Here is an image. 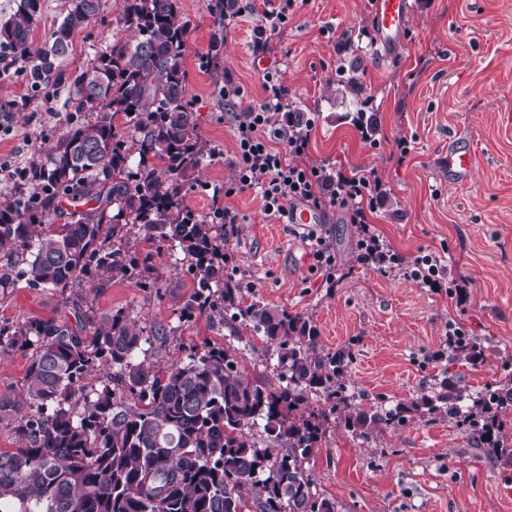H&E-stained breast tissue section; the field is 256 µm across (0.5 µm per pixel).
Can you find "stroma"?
Listing matches in <instances>:
<instances>
[{"mask_svg":"<svg viewBox=\"0 0 512 512\" xmlns=\"http://www.w3.org/2000/svg\"><path fill=\"white\" fill-rule=\"evenodd\" d=\"M371 0H297L288 24L271 37L267 52L296 111L316 115L308 160L372 170L389 194L376 227L407 258L442 256L450 276L464 279V297L434 292L401 273L356 262V229L343 213L324 217L316 232L329 236L341 275L328 287L311 256L308 227L266 218L252 192L227 198L240 215L226 243L227 274L250 295L309 317L320 340L336 349L360 340L349 368L355 386L390 401L415 398L434 374L426 353L436 351L457 323L481 342L482 363H452L449 377L471 389L494 384L512 362V0H412L401 48L385 57L376 42ZM209 0H178L188 24L183 66L197 133L213 152L185 204L212 213L215 188L235 177L233 116L215 96L217 81L244 88L240 108L264 97L262 75L252 65L255 16L234 18L224 30L218 62L206 58L215 30ZM125 0H101L100 9L73 38L70 55L49 85H30L19 66L0 60V99L24 100L26 109L0 128V201L15 197L14 172L46 163L48 148L90 110H77L76 78L106 42L134 40L120 25ZM357 78L376 117V145L355 128L357 107L346 93ZM461 135L478 164L468 181L451 183L438 157ZM412 151L404 163L390 154L395 139ZM161 292L115 279L94 288L93 312L125 309L139 326L165 327L172 335L160 357L185 358L190 347L221 343L225 331L207 314L180 320L194 276L169 253L138 243ZM71 291L18 282L0 300V323L52 318L73 322ZM310 467L320 492L341 512H512V500L495 493L512 480V463L493 458L462 426L442 419L413 420L368 440L330 428Z\"/></svg>","mask_w":512,"mask_h":512,"instance_id":"stroma-1","label":"stroma"}]
</instances>
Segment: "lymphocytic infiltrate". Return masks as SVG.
<instances>
[{
  "label": "lymphocytic infiltrate",
  "mask_w": 512,
  "mask_h": 512,
  "mask_svg": "<svg viewBox=\"0 0 512 512\" xmlns=\"http://www.w3.org/2000/svg\"><path fill=\"white\" fill-rule=\"evenodd\" d=\"M229 2L234 16L260 13L254 28V41L260 47L287 24L295 4V0H280L277 7L260 11L254 0ZM263 90L261 103L241 112L237 105L244 93L242 86L231 79L224 84V108L236 113L237 149L236 176L225 187V196L256 193L265 215L272 220L286 218L289 208L297 204L324 215L344 211L348 223L356 228L360 264L387 265L432 291L449 287L462 293V285L449 277L448 267L439 256L427 253L406 259L378 233L374 219L388 191L374 172L357 175L337 166L308 163L315 115L292 111L278 71L264 74Z\"/></svg>",
  "instance_id": "lymphocytic-infiltrate-1"
}]
</instances>
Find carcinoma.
Listing matches in <instances>:
<instances>
[{
  "mask_svg": "<svg viewBox=\"0 0 512 512\" xmlns=\"http://www.w3.org/2000/svg\"><path fill=\"white\" fill-rule=\"evenodd\" d=\"M48 44L30 36L41 0H19L0 21V46L30 65L34 85L48 81L70 54L73 34L100 0H67ZM215 31L207 59L224 50V0L209 5ZM120 23L136 33L98 51L76 82L78 108L95 117L57 139L49 163L33 167L32 192L0 206V288L23 279L41 288H81L119 277L159 288L147 261L128 257L132 230L194 269L197 288L180 316L199 311L230 328L258 334L276 380L248 371L237 350L205 343L186 359L158 366L146 358L167 342L122 309L72 329L55 319L0 325V354L34 348L16 390L0 391V423L17 447L0 450V512H340L318 490L310 468L329 422L367 439L435 416L470 430L512 462V438L498 415L512 408V372L494 388L471 390L433 376L411 403L355 391L348 368L358 338L332 350L312 321L260 300L224 276V215L195 216L187 190L212 152L196 132L185 99L186 22L177 0H125ZM123 116L126 132H116ZM78 203L54 223L55 200ZM437 364L477 365L472 336H451L431 354ZM98 372L97 384L88 385Z\"/></svg>",
  "mask_w": 512,
  "mask_h": 512,
  "instance_id": "obj_1",
  "label": "carcinoma"
}]
</instances>
